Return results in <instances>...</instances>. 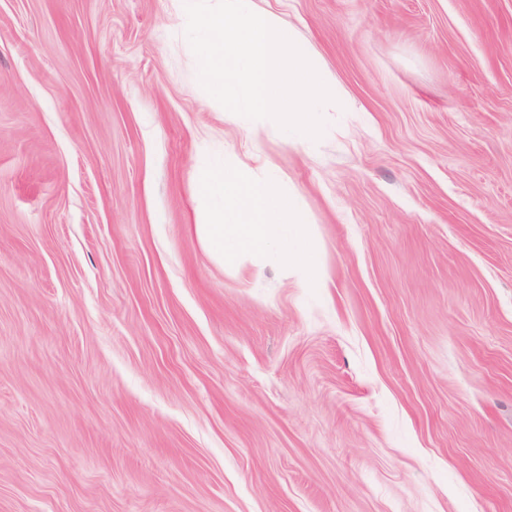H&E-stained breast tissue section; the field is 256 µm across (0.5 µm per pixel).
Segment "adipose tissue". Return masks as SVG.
<instances>
[{
    "instance_id": "ef3b65f1",
    "label": "adipose tissue",
    "mask_w": 512,
    "mask_h": 512,
    "mask_svg": "<svg viewBox=\"0 0 512 512\" xmlns=\"http://www.w3.org/2000/svg\"><path fill=\"white\" fill-rule=\"evenodd\" d=\"M198 181L224 199L201 225L203 243L210 251L233 263L244 253L274 250L284 262L311 269L313 251L304 229L306 218L277 181L252 177L237 163L201 170Z\"/></svg>"
}]
</instances>
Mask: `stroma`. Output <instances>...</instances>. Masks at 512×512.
Segmentation results:
<instances>
[{
    "label": "stroma",
    "instance_id": "stroma-1",
    "mask_svg": "<svg viewBox=\"0 0 512 512\" xmlns=\"http://www.w3.org/2000/svg\"><path fill=\"white\" fill-rule=\"evenodd\" d=\"M345 109L227 115L181 0H0V512H512V0H250ZM316 276L226 265L203 159ZM198 181L224 204L210 210L202 224V240L212 252L234 263L243 253L276 250L286 263L311 272L313 251L297 211L279 183L258 179L238 163L199 171Z\"/></svg>",
    "mask_w": 512,
    "mask_h": 512
}]
</instances>
